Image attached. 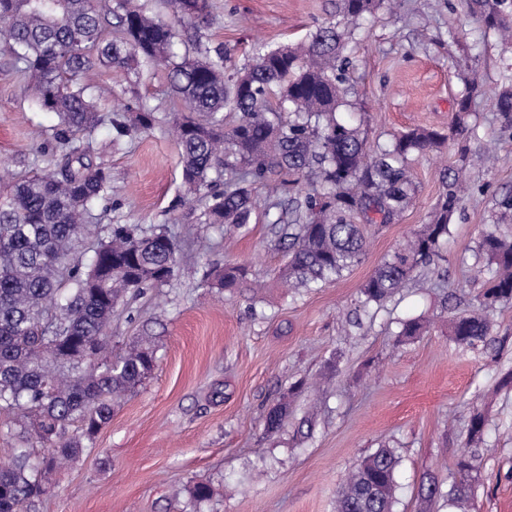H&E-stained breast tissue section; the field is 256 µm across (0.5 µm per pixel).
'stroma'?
Instances as JSON below:
<instances>
[{
    "label": "stroma",
    "instance_id": "stroma-1",
    "mask_svg": "<svg viewBox=\"0 0 512 512\" xmlns=\"http://www.w3.org/2000/svg\"><path fill=\"white\" fill-rule=\"evenodd\" d=\"M337 0H210L209 46L250 63L255 46L299 43L335 19ZM353 61L339 116L361 126L370 145L427 127L447 131L470 69L488 94L472 104L468 137L415 157V194L390 224L367 228L361 261L334 282L288 288L278 278L279 209L260 206L250 224L201 223L183 202L173 133L180 105L167 72L115 66L90 71L104 92V121L91 157L110 173L94 223L164 224L185 254L162 287L129 297L112 322L114 341L155 340L152 375L127 396L86 442L79 461L61 464L52 493L31 512H334L346 476L380 448L394 449L396 512H512V303L489 318L474 347L458 344L448 323L466 311L489 274L475 256L486 231L499 227L497 203L512 193V130L504 129L494 90L512 82V47L472 18L465 0H401L378 10L349 41ZM146 104L158 122L113 145L122 108ZM58 117L39 108L11 56L0 50V187L47 172L65 147ZM497 143L500 163L468 169L473 191L460 203L441 257L384 304L362 307L360 289L378 264L429 220L443 169L459 167V150ZM245 262L257 291L212 287L211 270ZM430 327L400 337L402 321ZM291 400L282 427L268 433V411ZM485 419L467 497L425 500L429 482L445 486L469 444L470 420ZM210 483L211 500L192 507L187 484Z\"/></svg>",
    "mask_w": 512,
    "mask_h": 512
}]
</instances>
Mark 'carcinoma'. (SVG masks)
Wrapping results in <instances>:
<instances>
[{"mask_svg": "<svg viewBox=\"0 0 512 512\" xmlns=\"http://www.w3.org/2000/svg\"><path fill=\"white\" fill-rule=\"evenodd\" d=\"M384 3L340 0V20L318 26L296 46L260 45L252 64L231 73L228 54L202 44L208 0H169L178 21L195 33L181 55L174 52L175 26L136 0H112L104 13L93 0H0V43L40 108L59 117L68 146L54 170L18 179L0 196V425L17 431L8 461L0 463V512H29L49 492L57 464L77 459L84 441L151 375L157 360L151 341L112 354V318L128 292L166 284L181 261L164 225L88 222L109 173L87 147L102 121L87 72L107 64L168 70L187 108L174 121L182 181L190 199L204 205L203 223H250L258 186L274 197L271 208L294 193L279 274L289 286L307 288L360 262L364 227L391 223L410 203L409 157L448 140L416 128L372 150L358 128L336 115L353 67L344 55L351 26ZM467 6L487 28L512 38V0H467ZM487 92L485 84L468 81L450 133L468 130L470 100ZM495 98L504 126L512 128V86ZM156 122L153 109L142 105L115 124L117 137L147 132ZM467 191L459 173L444 174L430 221L376 267L362 288L364 305L392 298L439 256ZM81 244L92 251L86 265L75 258ZM478 253L491 278L477 305L449 324L450 335L467 346L489 335L490 309L512 302V236L490 232ZM249 275L244 265H226L213 272V282L252 288ZM287 411L286 403L272 408L267 431H278ZM478 455L470 448L458 459L459 479L448 495L464 496ZM397 466L390 448L364 458L339 491L336 512H395Z\"/></svg>", "mask_w": 512, "mask_h": 512, "instance_id": "1", "label": "carcinoma"}]
</instances>
